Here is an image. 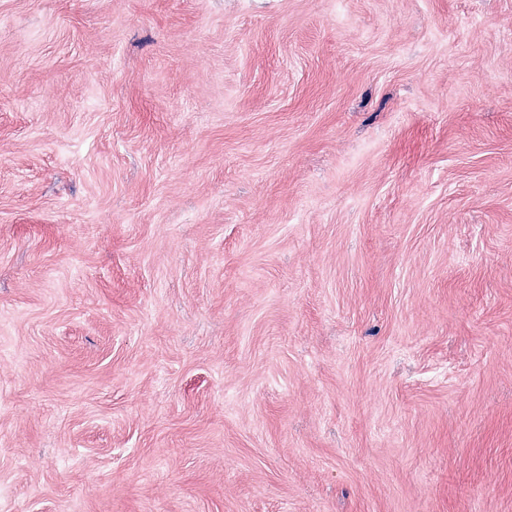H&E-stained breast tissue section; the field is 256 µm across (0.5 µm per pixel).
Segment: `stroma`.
<instances>
[{
  "label": "stroma",
  "mask_w": 512,
  "mask_h": 512,
  "mask_svg": "<svg viewBox=\"0 0 512 512\" xmlns=\"http://www.w3.org/2000/svg\"><path fill=\"white\" fill-rule=\"evenodd\" d=\"M0 512H512V0H0Z\"/></svg>",
  "instance_id": "obj_1"
}]
</instances>
